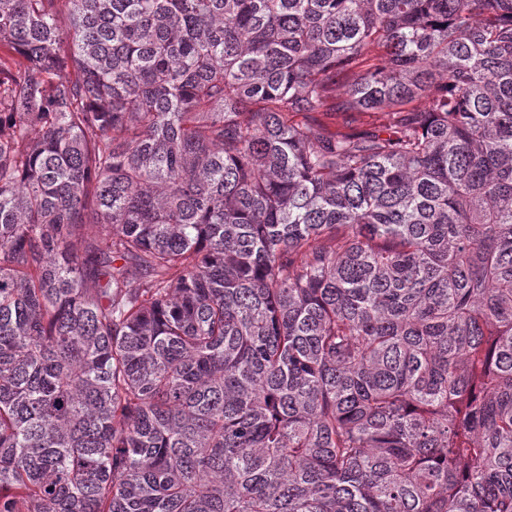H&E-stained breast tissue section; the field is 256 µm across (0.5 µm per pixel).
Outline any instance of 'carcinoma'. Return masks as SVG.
<instances>
[{"label":"carcinoma","instance_id":"1","mask_svg":"<svg viewBox=\"0 0 512 512\" xmlns=\"http://www.w3.org/2000/svg\"><path fill=\"white\" fill-rule=\"evenodd\" d=\"M0 512H512V0H0Z\"/></svg>","mask_w":512,"mask_h":512}]
</instances>
